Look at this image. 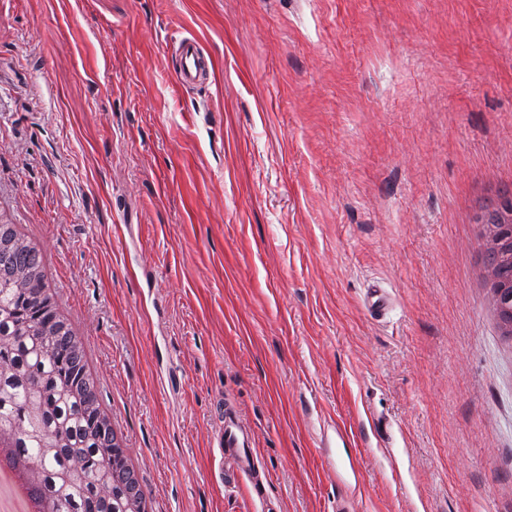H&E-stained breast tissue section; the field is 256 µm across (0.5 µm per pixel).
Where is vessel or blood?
<instances>
[{
    "label": "vessel or blood",
    "mask_w": 512,
    "mask_h": 512,
    "mask_svg": "<svg viewBox=\"0 0 512 512\" xmlns=\"http://www.w3.org/2000/svg\"><path fill=\"white\" fill-rule=\"evenodd\" d=\"M169 48L176 58L174 79L179 87L190 90L213 84L216 64L194 36L172 38ZM365 305L372 316L382 317L390 309L389 296L379 284H370L365 293ZM218 429L213 440L217 461L212 477L227 487L250 483L256 494H263L267 475L251 435L240 421L232 401H225L217 412ZM320 439L324 445H355L357 436L346 425L330 420L320 423ZM337 484L347 487V494L336 497V512H356L365 496L364 479L358 457H350L342 471L336 474Z\"/></svg>",
    "instance_id": "vessel-or-blood-1"
}]
</instances>
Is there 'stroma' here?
Instances as JSON below:
<instances>
[{"mask_svg": "<svg viewBox=\"0 0 512 512\" xmlns=\"http://www.w3.org/2000/svg\"><path fill=\"white\" fill-rule=\"evenodd\" d=\"M197 37L214 84L174 81ZM512 180V0H0V209L43 237L158 512H512L463 208ZM392 309L375 318L369 284ZM231 398L266 501L211 479ZM320 442L323 441L327 448H331L333 443H336V447L340 444L343 446H356L357 435L351 428H348L344 424L336 422V424L330 419H324L320 422ZM329 431L332 432L329 435ZM336 482L338 486L347 487L349 494L336 496L335 512L357 511V506L366 495L362 468L357 456H350L342 471H336Z\"/></svg>", "mask_w": 512, "mask_h": 512, "instance_id": "35a3bbf8", "label": "stroma"}]
</instances>
